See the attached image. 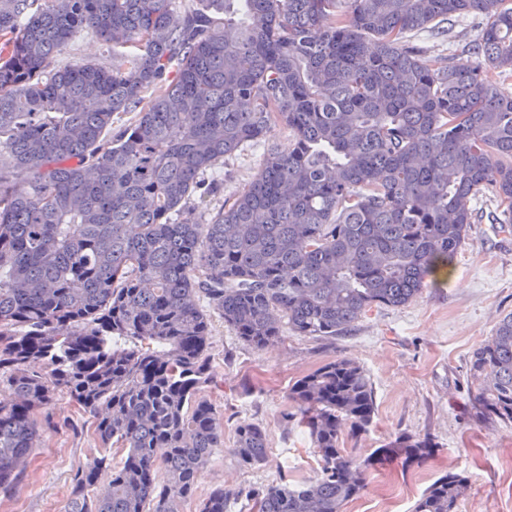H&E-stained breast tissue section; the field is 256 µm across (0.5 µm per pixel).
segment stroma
Listing matches in <instances>:
<instances>
[{
  "label": "stroma",
  "mask_w": 512,
  "mask_h": 512,
  "mask_svg": "<svg viewBox=\"0 0 512 512\" xmlns=\"http://www.w3.org/2000/svg\"><path fill=\"white\" fill-rule=\"evenodd\" d=\"M476 33L471 18L459 17L451 35L422 33L414 41L438 69ZM74 61L111 66L112 48L82 30L53 59L57 66ZM264 141L225 162L224 190L214 205L254 178L265 146L287 150L293 133L275 121ZM473 208L476 220L443 285L426 288L403 307H372L345 335L324 339L288 331L257 349L213 317L208 353L216 382L201 386L198 394L223 422L224 445L199 472L180 512H199L219 487L243 492L283 476L297 484L315 479L320 464L313 442L285 419L297 410L289 390L305 374L340 359L363 368L375 396L365 433L352 435L349 424H342L339 446L345 454L365 458L404 433L430 435L438 447L422 465L406 470L396 462L371 471L356 500L362 512H411L418 495L449 472L467 479L458 512H512V421L482 417L469 383L473 352L512 312V230L494 224L492 199L480 198ZM49 413L50 422L38 424L40 443L23 479L10 495L0 494V512H65L71 476L98 446L87 415L66 391L56 392ZM244 422L266 432L268 456L262 464L243 465L233 451L235 430Z\"/></svg>",
  "instance_id": "obj_1"
}]
</instances>
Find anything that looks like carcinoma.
<instances>
[{"label":"carcinoma","instance_id":"cac0c4a2","mask_svg":"<svg viewBox=\"0 0 512 512\" xmlns=\"http://www.w3.org/2000/svg\"><path fill=\"white\" fill-rule=\"evenodd\" d=\"M506 0H0V492L24 477L36 413L64 389L102 451L73 474L67 512H179L224 443L213 405L210 319L260 349L289 329L336 337L374 306L402 307L451 266L489 196L512 221V76ZM478 37L434 70L408 36L457 16ZM127 48L107 69L52 66L82 29ZM157 94L139 109L142 93ZM136 119L112 131L118 115ZM293 132L218 209L219 169L273 121ZM26 178L16 181V174ZM203 220H178L190 207ZM482 416L512 421V313L470 362ZM289 398L319 477L218 488L255 512H343L370 471L407 468L436 443L401 434L358 460L340 420L370 426L372 384L349 360L298 379ZM126 448L113 467L105 450ZM245 465L267 455L236 428ZM448 473L412 512H457Z\"/></svg>","mask_w":512,"mask_h":512}]
</instances>
